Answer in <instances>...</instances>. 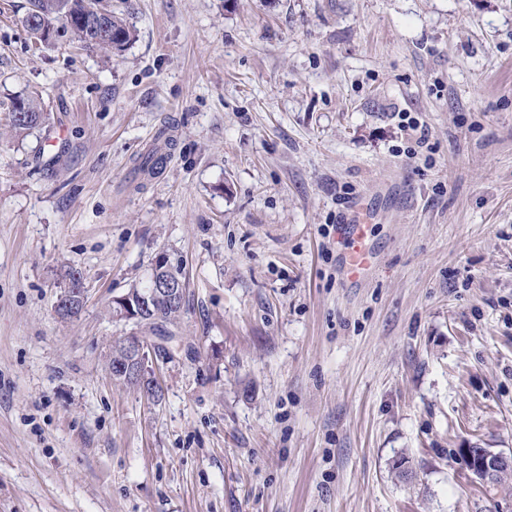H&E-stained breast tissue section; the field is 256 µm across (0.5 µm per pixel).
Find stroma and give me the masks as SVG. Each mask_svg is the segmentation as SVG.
<instances>
[{
	"mask_svg": "<svg viewBox=\"0 0 512 512\" xmlns=\"http://www.w3.org/2000/svg\"><path fill=\"white\" fill-rule=\"evenodd\" d=\"M112 4L119 56L0 0V512H512L459 454H512V0ZM163 257L178 325L112 319ZM131 334L159 401L107 374ZM47 122V114L33 97H15L10 105V126L16 136L28 135L42 128ZM360 204L353 207V219L345 225L344 235L348 240L347 273L351 278L364 274L369 267V254L363 245L366 224ZM75 278V280L68 279V286L63 288L57 297L55 312L61 319L70 320L76 318L83 310L85 288L81 286L77 275Z\"/></svg>",
	"mask_w": 512,
	"mask_h": 512,
	"instance_id": "stroma-1",
	"label": "stroma"
}]
</instances>
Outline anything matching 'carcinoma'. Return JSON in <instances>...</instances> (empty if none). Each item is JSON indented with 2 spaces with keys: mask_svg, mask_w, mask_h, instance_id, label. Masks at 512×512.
<instances>
[{
  "mask_svg": "<svg viewBox=\"0 0 512 512\" xmlns=\"http://www.w3.org/2000/svg\"><path fill=\"white\" fill-rule=\"evenodd\" d=\"M23 26L40 42L63 38L76 40L105 53L124 51L133 39V29L112 9V0H29ZM47 114L33 97H15L10 105V126L17 136L42 128ZM162 164L161 146L141 156L138 169L153 174ZM182 307L165 298L152 301L150 319L169 325L180 320Z\"/></svg>",
  "mask_w": 512,
  "mask_h": 512,
  "instance_id": "obj_1",
  "label": "carcinoma"
}]
</instances>
